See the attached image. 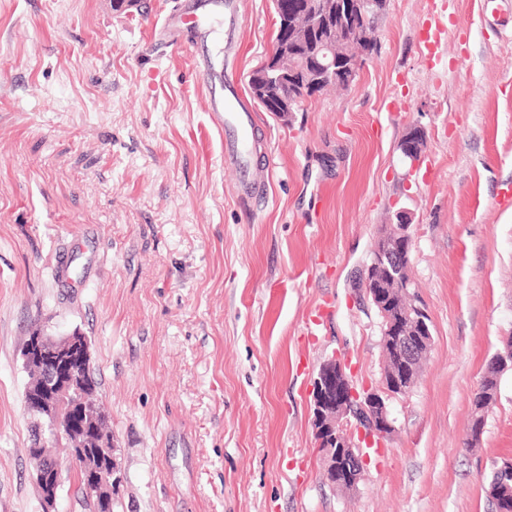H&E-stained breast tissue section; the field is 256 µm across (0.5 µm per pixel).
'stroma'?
I'll return each instance as SVG.
<instances>
[{
	"label": "stroma",
	"mask_w": 512,
	"mask_h": 512,
	"mask_svg": "<svg viewBox=\"0 0 512 512\" xmlns=\"http://www.w3.org/2000/svg\"><path fill=\"white\" fill-rule=\"evenodd\" d=\"M188 10L210 36L176 26ZM239 11L244 78L276 24L272 0ZM429 17L445 30L432 65ZM223 47L207 0H0V512H44L23 405L36 331L91 343L114 512H493L512 374L467 438L512 336V0H390L350 88L256 107L260 202L241 197L195 68ZM416 125L412 168L397 145ZM401 211L432 347L343 491L321 476L311 383L333 358L381 386L380 318L354 282ZM510 341H512V336H510V340L508 337L503 341L502 348L491 359L493 367L498 371L497 376L499 380L502 375L508 372L512 373V346L510 345ZM499 380L496 377V371L493 368L488 367L478 388L479 397L484 399L485 402L484 404H478L476 401H473L475 410L474 419L479 420L482 423L483 428L485 426V414L488 412L489 407L495 400Z\"/></svg>",
	"instance_id": "1"
}]
</instances>
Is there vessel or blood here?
<instances>
[{"instance_id": "vessel-or-blood-1", "label": "vessel or blood", "mask_w": 512, "mask_h": 512, "mask_svg": "<svg viewBox=\"0 0 512 512\" xmlns=\"http://www.w3.org/2000/svg\"><path fill=\"white\" fill-rule=\"evenodd\" d=\"M419 37L428 59H435L442 40V29L436 20L422 22ZM214 81L208 86L210 118L224 133V159L232 166L237 181L245 186L248 198L255 199L264 193L257 186L250 169V156L255 148V127L251 106L243 99L231 65L214 71Z\"/></svg>"}]
</instances>
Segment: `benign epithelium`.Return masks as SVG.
Listing matches in <instances>:
<instances>
[{
	"mask_svg": "<svg viewBox=\"0 0 512 512\" xmlns=\"http://www.w3.org/2000/svg\"><path fill=\"white\" fill-rule=\"evenodd\" d=\"M386 0H303L295 10L279 12V28L301 41L306 34L328 33L317 46L316 58L307 60L283 50L267 56L248 76L252 96L275 106L284 115L294 111L293 98L284 93L285 80H300L316 88H348L355 81L363 61L376 49V27L360 19L380 18ZM427 148L424 129L414 126L403 136L398 149L403 160L414 163ZM411 224L405 213L397 223L380 233L370 263L362 269L357 287L375 307L380 318L382 347L390 350V377L378 389L357 390L345 367L334 359L326 361L313 381V425L318 441L336 437V447L321 453L326 473L347 476V487H357L362 477L363 460L347 437L340 436L343 423L355 420L365 435L378 441L395 431L387 400L395 392L406 393L415 383L420 364L411 351H429L432 334L418 307L395 302V294H408L409 264L400 261L412 249ZM90 357L89 344L80 333L61 339L42 333L27 341L24 365L38 370V382L26 387L24 407L31 417H39V444L32 448L30 461L36 473L41 499L50 506L64 482L61 464L48 457L42 445L66 440L76 448L73 460L82 469L87 462L88 438L62 414L75 410L94 416L92 401L77 384L84 361ZM491 363L502 376L512 373V341H503Z\"/></svg>",
	"mask_w": 512,
	"mask_h": 512,
	"instance_id": "benign-epithelium-1",
	"label": "benign epithelium"
}]
</instances>
